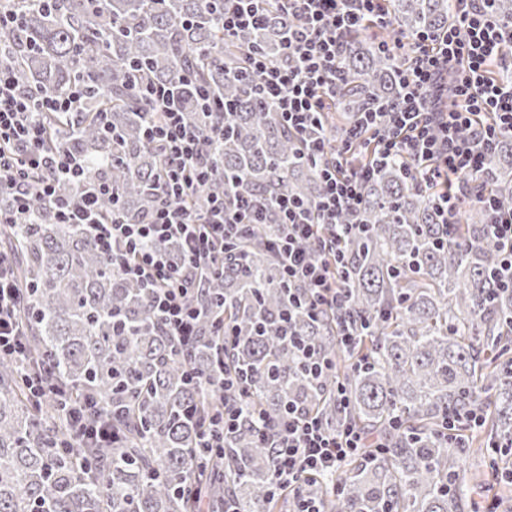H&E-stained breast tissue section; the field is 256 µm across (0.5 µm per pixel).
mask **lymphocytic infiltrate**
<instances>
[{
  "mask_svg": "<svg viewBox=\"0 0 512 512\" xmlns=\"http://www.w3.org/2000/svg\"><path fill=\"white\" fill-rule=\"evenodd\" d=\"M279 2L287 20L282 58L274 61L253 52L246 66L306 156L319 165L322 189L312 205L289 195L278 196L269 205L219 195L209 199L202 213L187 209L183 198L215 173L211 151L215 133L224 126V107L211 105L209 129L189 126L173 88L147 81L140 95L154 117L149 136L165 158L164 174L153 188L154 211L141 224L117 216L103 221L99 201L111 193V186L89 182L81 158L43 148L41 113L78 109L80 91L37 96L20 90L8 68L0 66V200L8 199L12 219L29 214L33 196H40L53 208L58 223L80 226L91 235L113 270L149 288L165 330L187 343L194 340L207 311L198 296L197 270L223 267L225 247L264 226L269 215H276L278 228L267 237L268 248L289 284L299 288V308L314 320L346 306L334 265L342 240L356 227L341 218L355 213L376 167L400 155L416 162L418 178L443 187L433 208L450 225L459 198L472 190L471 177L483 173L486 154L504 135L512 136V57L503 52L505 43H512V22L495 16L493 0H454L455 17L448 29L418 34L407 43L380 42L379 51L405 57L401 92L388 108L360 113L334 148L321 117L343 80L340 65L351 35L387 25L383 0ZM263 3L224 0L220 22L225 36L256 27ZM495 64L506 68L507 77L490 76ZM366 130L372 134L374 154L370 166L355 169L349 151ZM63 181L76 186L74 195L59 193ZM477 200L487 215L485 232L499 246L496 274L502 286L512 288V206H501L484 193ZM172 239L181 246V260L160 248ZM25 329L10 262L0 252V354L21 352ZM218 382L224 404L200 421L209 448L225 446L246 407L238 370L221 368ZM259 439L273 451L276 490L335 470L367 445L353 426L328 428L314 413L297 406L280 417L261 419Z\"/></svg>",
  "mask_w": 512,
  "mask_h": 512,
  "instance_id": "obj_1",
  "label": "lymphocytic infiltrate"
}]
</instances>
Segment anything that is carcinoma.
<instances>
[{"label":"carcinoma","instance_id":"carcinoma-1","mask_svg":"<svg viewBox=\"0 0 512 512\" xmlns=\"http://www.w3.org/2000/svg\"><path fill=\"white\" fill-rule=\"evenodd\" d=\"M16 6L20 26L0 30V49L23 90H83L80 111L45 116L44 147L87 160L88 180L112 186L103 217L115 211L139 223L155 204L163 159L145 135L143 73L159 82L193 75L178 96L198 127L208 124L199 86L225 103L218 174L187 207L220 192L316 200L315 163L254 82L224 66L247 50L281 58L278 0L264 5L262 25L235 39L218 23L224 0H8L0 8ZM385 9L401 37L442 31L455 15L452 0H387ZM402 67L374 39L352 35L330 132L339 139L355 113L394 100ZM410 170L405 156L378 169L356 216L342 219L361 225L341 246L354 348L339 343V315H295L298 335L336 367L321 384L307 379L279 332L288 324V280L256 234L201 282L211 312L186 346L162 328L148 290L114 272L89 234L57 223L38 198L36 221L0 224V246L14 257L31 312L26 354L0 357V512H190L199 499L220 510L226 493L239 512H274L272 449L258 439L256 416L243 413L218 452L203 447L190 416L221 399L191 383L188 370L217 367L214 341L226 323L236 336L227 363L246 372L255 411L271 419L294 404L329 427L348 423L374 444L333 478L301 482L299 496L318 498L324 512H472L463 468L471 440L449 418L482 408L492 437L512 435V289L492 276L498 251L483 234L482 206L458 202L450 234L428 201L432 189L413 183ZM473 181L512 206V138L500 140L485 176ZM40 371L56 391L30 392L28 375ZM338 380L345 410L332 397ZM86 395L95 403L89 420L111 422L117 435L110 448L63 454L58 446L72 441L63 404Z\"/></svg>","mask_w":512,"mask_h":512}]
</instances>
